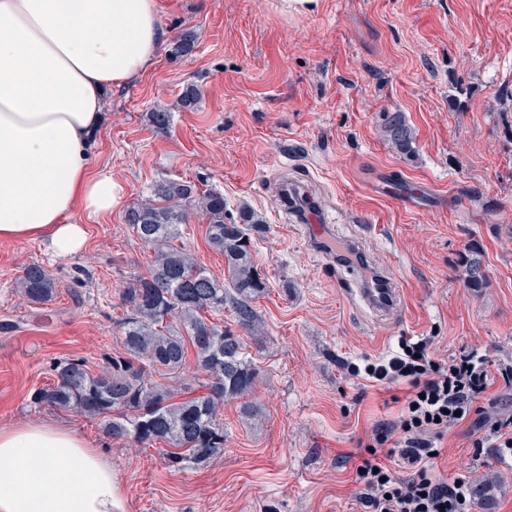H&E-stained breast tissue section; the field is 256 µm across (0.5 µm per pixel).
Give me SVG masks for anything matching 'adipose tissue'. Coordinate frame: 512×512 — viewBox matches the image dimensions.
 I'll list each match as a JSON object with an SVG mask.
<instances>
[{"instance_id": "ef3b65f1", "label": "adipose tissue", "mask_w": 512, "mask_h": 512, "mask_svg": "<svg viewBox=\"0 0 512 512\" xmlns=\"http://www.w3.org/2000/svg\"><path fill=\"white\" fill-rule=\"evenodd\" d=\"M164 39L156 0H0V241L82 252L77 210L125 195L91 162L103 91L144 72ZM0 512H125L111 463L78 431L0 427Z\"/></svg>"}]
</instances>
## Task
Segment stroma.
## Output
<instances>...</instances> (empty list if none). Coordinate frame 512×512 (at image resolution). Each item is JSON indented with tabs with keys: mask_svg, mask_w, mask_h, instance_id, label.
<instances>
[{
	"mask_svg": "<svg viewBox=\"0 0 512 512\" xmlns=\"http://www.w3.org/2000/svg\"><path fill=\"white\" fill-rule=\"evenodd\" d=\"M165 39L138 78L105 94L95 164L124 184L112 213L86 225L85 251L67 258L39 241H0V426L55 422L95 443L122 488L126 512H363L352 477L361 440L390 423L391 391L350 375L400 337L428 338L438 357L478 350L512 365V0H322L283 17L273 0H157ZM191 34L192 53L174 41ZM200 96L180 103L187 87ZM170 112L167 131L150 114ZM400 112L414 151L399 153L384 126ZM421 182L419 203L380 195L383 178ZM163 179L222 193L224 220L241 207L266 222L252 249L269 290L254 306L261 337H246L261 421L226 401L224 452L188 468L157 446L108 437L98 421L35 404L60 360L97 373L120 349L121 292L152 252L126 210ZM298 190L359 264L331 263L311 242L284 189ZM191 214L181 246L215 278L224 257ZM482 255L484 287L460 259ZM45 266L59 288L26 303L15 281ZM388 271L402 302L379 320L349 292L362 267ZM437 471L463 473L475 512H512V464L472 445L470 422L449 428Z\"/></svg>",
	"mask_w": 512,
	"mask_h": 512,
	"instance_id": "1",
	"label": "stroma"
}]
</instances>
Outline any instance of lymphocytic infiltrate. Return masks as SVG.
I'll return each mask as SVG.
<instances>
[{"instance_id": "lymphocytic-infiltrate-1", "label": "lymphocytic infiltrate", "mask_w": 512, "mask_h": 512, "mask_svg": "<svg viewBox=\"0 0 512 512\" xmlns=\"http://www.w3.org/2000/svg\"><path fill=\"white\" fill-rule=\"evenodd\" d=\"M401 351L367 363V378L382 384L403 383L409 391L394 430H373L367 456L355 481L365 512H473L469 482L459 475L437 476L436 440L449 425L471 412L495 378L512 380V370L493 372L486 356L471 351L448 360L432 358L423 341L403 339ZM397 458L406 476L388 463Z\"/></svg>"}]
</instances>
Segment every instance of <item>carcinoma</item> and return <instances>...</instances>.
Here are the masks:
<instances>
[{"mask_svg": "<svg viewBox=\"0 0 512 512\" xmlns=\"http://www.w3.org/2000/svg\"><path fill=\"white\" fill-rule=\"evenodd\" d=\"M387 133L397 150L410 151L412 132L401 113L388 116ZM224 208L219 192L202 194L190 182L162 180L126 210V224L153 251V259L149 272L122 291L121 352L108 357L95 375L81 360L57 362L55 383L36 392L34 403L98 419L114 439L147 447L164 444L175 465L204 463L224 452L220 409L224 399L254 392L257 369L243 337L213 321V315L228 308L242 329L253 332L258 321L254 302L267 290L251 243V234L264 228L262 219L243 208L240 223L226 224ZM192 209L206 219L208 245L224 255L225 285L175 244ZM465 267L467 286L483 287L486 274L477 251L465 257ZM16 287L38 305L53 301L58 291L40 264L24 267ZM191 353L208 393L177 401L173 381Z\"/></svg>", "mask_w": 512, "mask_h": 512, "instance_id": "obj_1", "label": "carcinoma"}]
</instances>
